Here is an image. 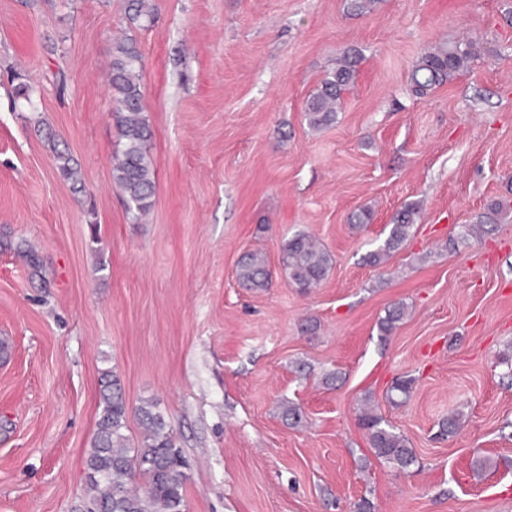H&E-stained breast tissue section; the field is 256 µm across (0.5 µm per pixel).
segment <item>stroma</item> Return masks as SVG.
Segmentation results:
<instances>
[{"label":"stroma","instance_id":"stroma-1","mask_svg":"<svg viewBox=\"0 0 512 512\" xmlns=\"http://www.w3.org/2000/svg\"><path fill=\"white\" fill-rule=\"evenodd\" d=\"M155 7L136 37L156 191L136 224L112 181L123 0H0V512H79L107 369L129 407L153 401L170 425L186 512H354L364 497L374 512H512V0ZM463 38L478 60L414 97L421 52ZM347 51L363 56L356 81L335 123L311 130L305 103ZM408 204V241L370 265ZM497 204L493 231L460 241ZM297 231L333 258L309 294L281 269ZM250 250L268 261L265 290L237 282ZM367 398L417 466L374 455ZM285 401L305 426L282 419ZM454 409L462 428L436 440Z\"/></svg>","mask_w":512,"mask_h":512}]
</instances>
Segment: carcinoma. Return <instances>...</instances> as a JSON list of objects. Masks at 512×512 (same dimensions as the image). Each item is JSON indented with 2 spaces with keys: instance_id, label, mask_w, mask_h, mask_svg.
Segmentation results:
<instances>
[{
  "instance_id": "1",
  "label": "carcinoma",
  "mask_w": 512,
  "mask_h": 512,
  "mask_svg": "<svg viewBox=\"0 0 512 512\" xmlns=\"http://www.w3.org/2000/svg\"><path fill=\"white\" fill-rule=\"evenodd\" d=\"M154 11L152 0H126L125 19L132 29L148 26ZM478 57L479 51L471 40L429 47L411 70L412 94L418 98L427 96L467 70ZM357 66L358 59L345 53L336 60V67L325 73L304 107L311 129L320 130L336 122L338 101L354 82ZM142 67V53L134 35L112 43L108 85L111 117L117 130L112 179L125 197L129 218L135 222L151 210L155 194V163L149 149L152 129L143 107ZM56 161L63 179L78 184L79 170L69 154L56 152ZM416 215L417 208L412 205L397 212L383 245L367 257L371 265H380L385 256L407 241ZM281 262L288 282L304 292L318 287L332 267L331 254L303 231L295 232L284 242ZM236 278L252 290L269 287L271 272L262 253L245 254L236 268ZM404 316V305L392 306L379 322L380 332L389 334ZM131 413L141 425L135 444L125 434ZM281 416L292 426L305 421L301 407L292 403L281 406ZM462 418L459 412L448 415L438 424V436H454L461 428ZM361 426L379 459L400 471L417 463L405 437L379 414L365 413ZM184 469L181 450L176 448L172 431L164 416L156 411V404L143 401L130 410L116 373L102 372L96 433L85 460L86 512H183L187 481Z\"/></svg>"
}]
</instances>
